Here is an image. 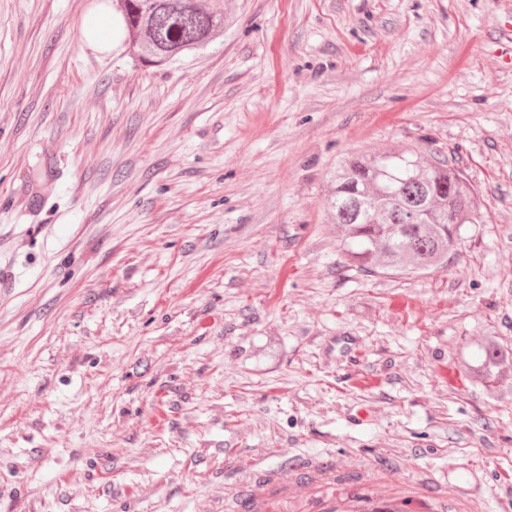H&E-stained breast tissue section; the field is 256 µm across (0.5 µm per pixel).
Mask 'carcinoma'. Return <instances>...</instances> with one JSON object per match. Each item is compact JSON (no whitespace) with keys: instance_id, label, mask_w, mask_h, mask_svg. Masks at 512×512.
<instances>
[{"instance_id":"obj_1","label":"carcinoma","mask_w":512,"mask_h":512,"mask_svg":"<svg viewBox=\"0 0 512 512\" xmlns=\"http://www.w3.org/2000/svg\"><path fill=\"white\" fill-rule=\"evenodd\" d=\"M112 11L139 56L153 64L195 51L224 31L225 15L204 0H112ZM475 210L463 172L417 145L346 158L326 199L346 260L369 276H413L447 266L461 225L473 223ZM511 356V346L483 340L465 363L475 380L511 389L499 373Z\"/></svg>"}]
</instances>
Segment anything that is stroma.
I'll return each mask as SVG.
<instances>
[{
	"label": "stroma",
	"mask_w": 512,
	"mask_h": 512,
	"mask_svg": "<svg viewBox=\"0 0 512 512\" xmlns=\"http://www.w3.org/2000/svg\"><path fill=\"white\" fill-rule=\"evenodd\" d=\"M208 2L153 65L112 0H0V512H512V392L456 374L512 344V0ZM421 141L478 221L364 275L330 173Z\"/></svg>",
	"instance_id": "1"
}]
</instances>
